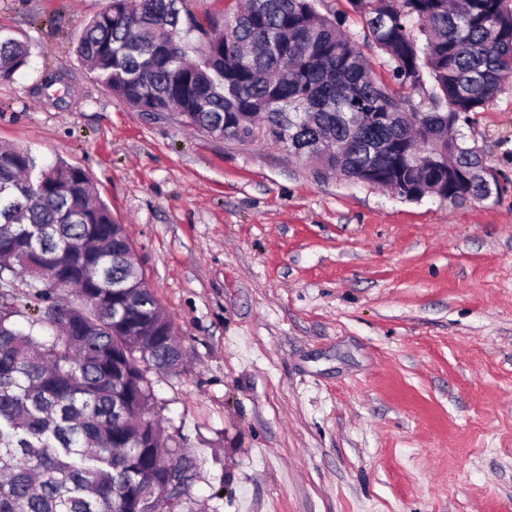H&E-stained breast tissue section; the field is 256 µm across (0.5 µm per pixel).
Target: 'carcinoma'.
Wrapping results in <instances>:
<instances>
[{
    "label": "carcinoma",
    "mask_w": 512,
    "mask_h": 512,
    "mask_svg": "<svg viewBox=\"0 0 512 512\" xmlns=\"http://www.w3.org/2000/svg\"><path fill=\"white\" fill-rule=\"evenodd\" d=\"M183 2L110 0L81 31L79 60L137 112L175 110L406 200L492 195L458 125L512 84V0H349L360 39L317 0H246L222 25ZM194 27L207 36L197 45ZM29 55L0 35V80ZM428 79L430 109L406 106ZM1 187L0 512H170L199 478L192 456L165 446L149 378L183 359L173 321L83 169L0 149Z\"/></svg>",
    "instance_id": "1"
}]
</instances>
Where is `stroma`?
Returning <instances> with one entry per match:
<instances>
[{"label": "stroma", "mask_w": 512, "mask_h": 512, "mask_svg": "<svg viewBox=\"0 0 512 512\" xmlns=\"http://www.w3.org/2000/svg\"><path fill=\"white\" fill-rule=\"evenodd\" d=\"M108 3L0 0V145L86 171L174 321L173 512H512V88L460 127L499 190L407 201L129 108L73 51ZM29 55V47L25 42L0 35V80H10L27 65Z\"/></svg>", "instance_id": "35a3bbf8"}]
</instances>
